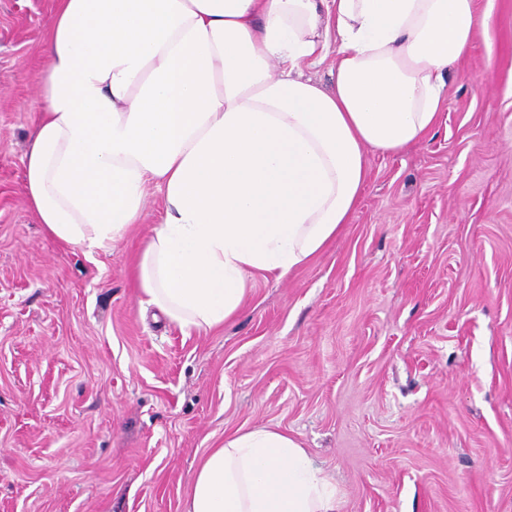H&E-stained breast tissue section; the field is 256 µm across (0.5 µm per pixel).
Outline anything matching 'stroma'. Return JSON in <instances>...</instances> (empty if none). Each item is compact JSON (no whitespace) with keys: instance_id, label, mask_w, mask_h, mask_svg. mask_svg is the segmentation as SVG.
<instances>
[{"instance_id":"35a3bbf8","label":"stroma","mask_w":512,"mask_h":512,"mask_svg":"<svg viewBox=\"0 0 512 512\" xmlns=\"http://www.w3.org/2000/svg\"><path fill=\"white\" fill-rule=\"evenodd\" d=\"M449 70L435 128L367 152L349 224L241 313L143 308L162 217L87 257L24 193L57 0H0V512H183L227 433L295 436L340 512H512V0Z\"/></svg>"}]
</instances>
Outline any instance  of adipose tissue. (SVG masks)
Listing matches in <instances>:
<instances>
[{
  "label": "adipose tissue",
  "instance_id": "obj_1",
  "mask_svg": "<svg viewBox=\"0 0 512 512\" xmlns=\"http://www.w3.org/2000/svg\"><path fill=\"white\" fill-rule=\"evenodd\" d=\"M492 26L474 0H59L27 203L91 256L161 188L139 293L182 329L220 327L255 274L282 279L335 239L366 151L424 139L449 68ZM331 54L330 86L303 76ZM183 512H339V500L296 439L261 426L209 450Z\"/></svg>",
  "mask_w": 512,
  "mask_h": 512
}]
</instances>
